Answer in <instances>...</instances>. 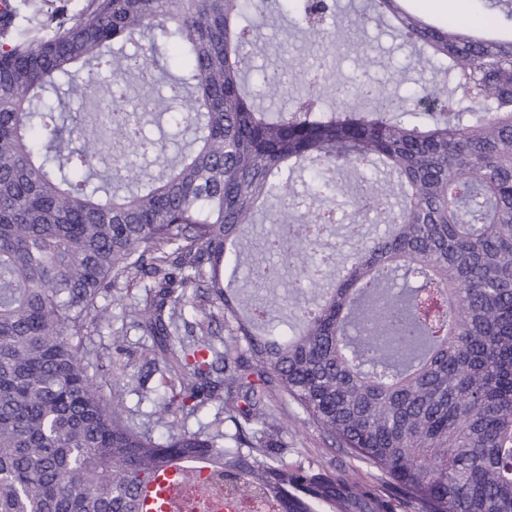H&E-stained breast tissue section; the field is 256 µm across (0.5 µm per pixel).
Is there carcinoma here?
<instances>
[{
    "label": "carcinoma",
    "instance_id": "carcinoma-1",
    "mask_svg": "<svg viewBox=\"0 0 512 512\" xmlns=\"http://www.w3.org/2000/svg\"><path fill=\"white\" fill-rule=\"evenodd\" d=\"M281 10L282 0H85L40 18L35 43L17 8H0V512H143L156 471L191 479L198 460L249 479L243 491L282 512H512V35L499 33L512 9L469 28L434 24L407 0H367L348 26L386 21L420 45L414 64L443 71L419 96L434 111L380 95L360 42L356 92L370 107L323 111L319 81L287 117L264 107L247 52ZM329 11L299 2L313 31ZM166 47L185 59L179 77L160 72ZM106 57L122 62L108 110H84L73 132L45 99L88 98ZM129 71L158 118L193 89L178 162L130 111ZM450 81L461 97H448ZM104 114L109 137L153 158L158 176L117 160L97 181ZM379 166L401 199L388 229L328 283L295 265L296 250H324L298 226L325 213L336 172ZM298 170L313 204L267 243L297 287L322 292L312 308L290 303V324L262 298L279 274L254 262L239 288L224 269L247 263L241 245L267 202L294 218ZM122 277L147 281L128 316L158 340V417L221 401L212 430L157 439L124 405L120 376L108 398L89 374L96 299ZM283 396L380 483L284 462L271 410Z\"/></svg>",
    "mask_w": 512,
    "mask_h": 512
}]
</instances>
